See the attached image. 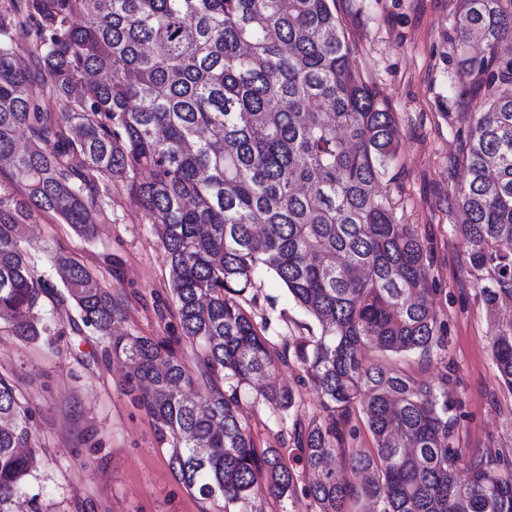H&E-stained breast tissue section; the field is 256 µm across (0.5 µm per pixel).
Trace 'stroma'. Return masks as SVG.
I'll list each match as a JSON object with an SVG mask.
<instances>
[{"mask_svg": "<svg viewBox=\"0 0 512 512\" xmlns=\"http://www.w3.org/2000/svg\"><path fill=\"white\" fill-rule=\"evenodd\" d=\"M336 14L352 48V64L393 112L399 148L378 189L389 194L403 224L413 225L432 249L431 296L444 323L448 351L418 356L368 352L430 381L444 372L454 379L449 396L460 446L512 455V391L501 386L492 355V322L479 286L465 271V246L455 230L457 196L465 180L460 163L484 92L463 73L455 26L459 0H336ZM24 245L38 272L55 279L47 256L65 253L91 269L126 301L125 330L138 336L173 338L180 326L171 300L169 264L154 224L133 207L121 186L112 205L83 237L50 214L24 230ZM255 300L243 306L255 320H270L274 350H287L302 335L307 315L271 276L255 282ZM75 309L45 302V317L58 335L28 343L0 329V375L13 384L33 413L39 459L33 489L47 512H219L197 499L171 473L167 449L151 419L124 393L125 378L106 358L100 336L72 330ZM279 380L298 399L283 414L271 405L243 400L258 447L286 449L297 472V494L286 502L265 498L264 512H313L303 493L308 479L289 449L296 421L320 413V397L295 357L279 367Z\"/></svg>", "mask_w": 512, "mask_h": 512, "instance_id": "1", "label": "stroma"}]
</instances>
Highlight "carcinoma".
Listing matches in <instances>:
<instances>
[{
    "label": "carcinoma",
    "instance_id": "cac0c4a2",
    "mask_svg": "<svg viewBox=\"0 0 512 512\" xmlns=\"http://www.w3.org/2000/svg\"><path fill=\"white\" fill-rule=\"evenodd\" d=\"M27 30L37 79L14 45ZM460 64L488 95L465 140L457 231L491 312L512 301V0H461ZM335 0H0V325L25 342L51 335L45 299L73 305L127 367L126 395L152 419L168 465L223 512L293 498L283 449L257 450L241 394L283 358L240 298L272 275L316 327L293 356L323 415L294 433L313 475L314 512H512V458L466 455L449 416L448 375L427 383L366 351L446 350L432 302L431 249L376 191L398 149L394 115L351 63ZM53 97L60 111L47 112ZM27 143L19 145L20 133ZM160 219L181 336L113 331L125 308L73 258L54 253L60 285L38 275L24 228L52 213L93 234L111 185ZM201 346L190 369L175 345ZM512 391V319L492 339ZM257 396L297 407L293 390ZM358 414L375 443L349 426ZM32 412L0 375V512L29 494Z\"/></svg>",
    "mask_w": 512,
    "mask_h": 512
}]
</instances>
